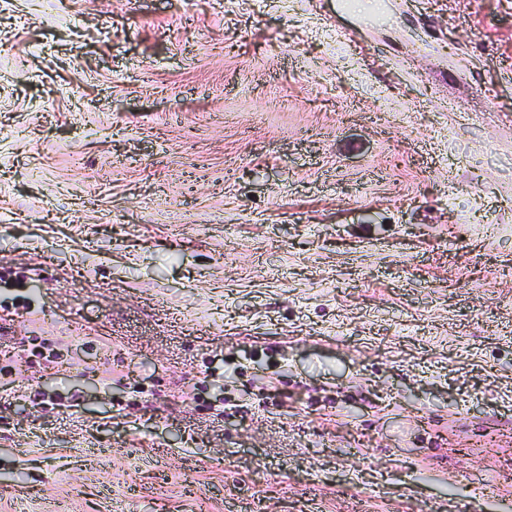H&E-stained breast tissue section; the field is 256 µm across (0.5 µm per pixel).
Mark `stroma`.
I'll list each match as a JSON object with an SVG mask.
<instances>
[{
    "label": "stroma",
    "instance_id": "1",
    "mask_svg": "<svg viewBox=\"0 0 512 512\" xmlns=\"http://www.w3.org/2000/svg\"><path fill=\"white\" fill-rule=\"evenodd\" d=\"M0 512H512V0H0Z\"/></svg>",
    "mask_w": 512,
    "mask_h": 512
}]
</instances>
